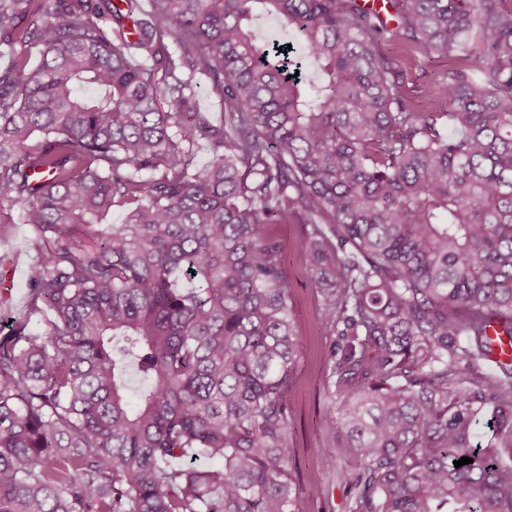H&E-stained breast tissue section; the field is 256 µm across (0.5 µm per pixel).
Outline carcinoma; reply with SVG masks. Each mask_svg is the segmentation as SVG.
<instances>
[{"mask_svg":"<svg viewBox=\"0 0 512 512\" xmlns=\"http://www.w3.org/2000/svg\"><path fill=\"white\" fill-rule=\"evenodd\" d=\"M121 2L0 0V237L44 252L0 323V512H292L288 223L348 512H512V359L480 368L512 343V0ZM397 55L445 61L425 100ZM194 99L199 112H212L215 116L219 115L217 100L213 96L210 83L207 80H197L194 87Z\"/></svg>","mask_w":512,"mask_h":512,"instance_id":"obj_1","label":"carcinoma"}]
</instances>
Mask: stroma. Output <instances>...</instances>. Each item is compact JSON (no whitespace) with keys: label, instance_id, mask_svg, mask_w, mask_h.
<instances>
[{"label":"stroma","instance_id":"1","mask_svg":"<svg viewBox=\"0 0 512 512\" xmlns=\"http://www.w3.org/2000/svg\"><path fill=\"white\" fill-rule=\"evenodd\" d=\"M274 230L287 253L291 311L302 350L292 395L293 470L301 487L317 485L327 492L325 501L319 505L300 497L296 512H347L343 485L337 482L335 472L322 469L319 462L322 450L337 447L338 440L335 433L321 424L327 405L323 382L327 375L326 351L330 338L321 318L317 290L299 251L308 228L303 224H278ZM1 254L19 258L16 272L0 280V287L7 289L11 296L13 312L18 313L25 303L28 268L37 261L26 225H15L8 237L0 239Z\"/></svg>","mask_w":512,"mask_h":512}]
</instances>
